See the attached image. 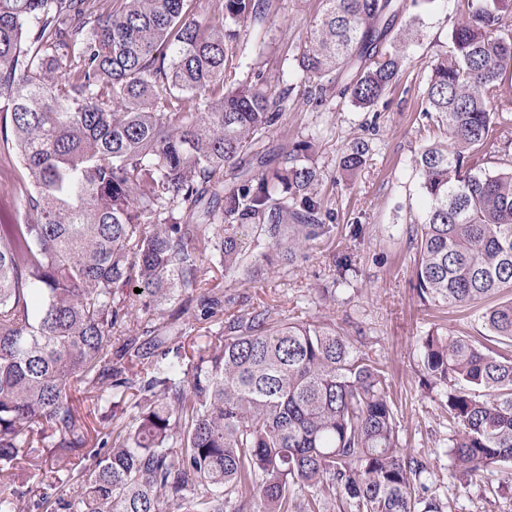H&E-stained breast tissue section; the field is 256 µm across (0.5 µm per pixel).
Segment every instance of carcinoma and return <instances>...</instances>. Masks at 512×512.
I'll return each instance as SVG.
<instances>
[{"instance_id":"1","label":"carcinoma","mask_w":512,"mask_h":512,"mask_svg":"<svg viewBox=\"0 0 512 512\" xmlns=\"http://www.w3.org/2000/svg\"><path fill=\"white\" fill-rule=\"evenodd\" d=\"M196 8L0 0V142L26 173L14 184L24 222L0 224V474L27 463L42 476L46 448L60 460L80 449L79 386L136 415H111L93 468L58 498L67 512H443L361 336L267 310L226 316L231 299L207 287L209 272L236 277L267 248L296 259L332 215L313 140L252 173L281 112L237 79L232 46L262 0H224L212 26ZM406 12L407 0H322L295 57L310 106L335 93L372 110L420 40ZM456 14L422 92L415 288L478 310L512 342V299L485 306L512 292V0H457ZM368 151L350 145L340 170ZM132 287L145 297L139 337L124 333ZM191 307L221 317V332L189 356L173 341ZM420 362L446 391L462 487L512 464V357L434 326Z\"/></svg>"}]
</instances>
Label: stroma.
Returning a JSON list of instances; mask_svg holds the SVG:
<instances>
[{"label": "stroma", "mask_w": 512, "mask_h": 512, "mask_svg": "<svg viewBox=\"0 0 512 512\" xmlns=\"http://www.w3.org/2000/svg\"><path fill=\"white\" fill-rule=\"evenodd\" d=\"M321 8V0H264V20L250 25L236 55L242 62L240 78L259 72L272 94L288 95L277 127L258 145L269 161L299 140L315 137L322 171L318 192L333 214L332 231L292 262L284 256L270 263L249 257L239 279L218 286L243 308H265L277 319L352 322L365 337V352L387 371L402 447L433 465L426 482L429 495L448 502L452 512H512V499L496 492L512 486V464L484 473L465 488L449 476L446 394L426 381L418 351L420 337L434 326L467 336L483 332L476 310L423 303L415 288L412 230L420 214V177L412 158L428 123L420 91L432 57L450 47L454 12H421L423 35L402 75L372 111L335 98L315 112L304 102L305 84L294 55ZM356 140L368 143L369 159L346 178L339 161ZM344 256L351 259V286L322 297L320 287L337 277L336 262ZM93 464L85 454L68 457L50 485L35 482L29 469L19 466L9 470L7 482L17 491L19 505L42 496L54 501L73 475Z\"/></svg>", "instance_id": "35a3bbf8"}]
</instances>
